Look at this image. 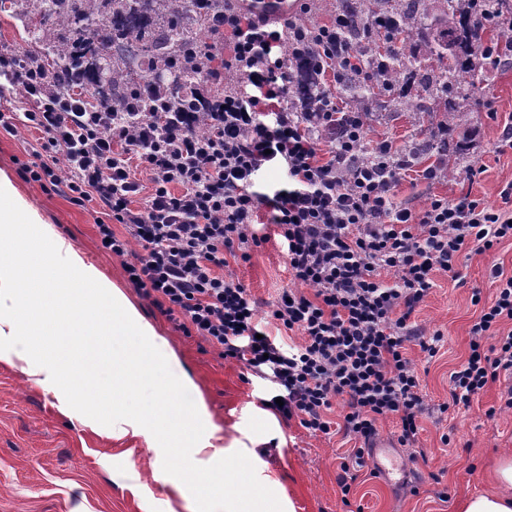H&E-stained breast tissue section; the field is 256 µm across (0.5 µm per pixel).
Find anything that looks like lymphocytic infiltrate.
Masks as SVG:
<instances>
[{
	"mask_svg": "<svg viewBox=\"0 0 512 512\" xmlns=\"http://www.w3.org/2000/svg\"><path fill=\"white\" fill-rule=\"evenodd\" d=\"M266 17L225 0L214 29L230 52L207 69L206 84H157L147 106L115 112L79 87L61 88L36 53L0 52V132L36 130L18 173L74 206L96 203L103 250L122 257L128 282L187 336H197L247 374L270 381L282 398L283 421L310 434L339 427L358 440L339 464L337 485L349 498L369 466L379 420L396 422L400 446L419 445L425 396L409 343L428 357L443 334L410 319L433 286L435 272H454L468 248L485 253L512 239V210L460 193L420 209L398 204L393 188L405 162L390 142L361 157L363 121L339 109L327 75L373 81L371 60L344 51V12L316 27ZM287 56L267 66L274 43ZM316 54L317 96L298 99L299 60ZM232 80L223 99L209 85ZM25 93L9 105L7 86ZM276 115L275 126L260 119ZM283 159L286 180L273 195L255 188L257 173ZM152 191L142 207L136 170ZM268 208L295 282L268 305L229 274L262 240L253 225ZM496 295L472 326L469 356L448 380L451 406H469L484 388L512 377V274L493 266ZM299 340H292V333ZM340 407L341 424L330 413Z\"/></svg>",
	"mask_w": 512,
	"mask_h": 512,
	"instance_id": "1",
	"label": "lymphocytic infiltrate"
}]
</instances>
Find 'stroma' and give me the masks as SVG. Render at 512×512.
Segmentation results:
<instances>
[{"label":"stroma","mask_w":512,"mask_h":512,"mask_svg":"<svg viewBox=\"0 0 512 512\" xmlns=\"http://www.w3.org/2000/svg\"><path fill=\"white\" fill-rule=\"evenodd\" d=\"M428 103L420 90L407 93L398 86L366 106L365 149L389 141L409 162L394 189L396 201L418 210L434 197L453 198L468 188L485 204L502 207L500 192L512 182V148L501 145L502 130L512 122V62L485 68L484 80L470 100L467 124L448 136L453 144L470 133L468 149L444 164L436 151L417 150L419 144L434 139L435 129L424 112ZM35 138V132L27 130L15 136L0 133V171L11 177L42 220L122 288L153 324L165 341V351L175 353L197 385L211 426L219 428L225 444L234 447L227 464L242 465L247 453H257L277 480L276 485L260 489L264 500L290 498L295 512H346L336 473L340 457L353 448V441L340 434L314 436L298 421L284 422L261 404V379H244L240 364L220 358L201 338L176 330L129 284L121 258L100 248L94 209L45 194L19 176L16 162ZM474 164L486 171L470 185L465 175ZM428 166L438 167L440 174L431 183L421 177ZM254 231L261 246L253 250L250 261L232 265L231 271L264 302L292 287L293 281L285 248L267 211H260ZM496 264L512 271V240L486 253L466 250L455 274H434L433 287L414 321L427 330L442 331V347L431 359L419 346L409 347L425 393L420 441L429 462L415 466L409 449L395 447L405 478L400 482L373 478L356 485L350 500L362 505L364 512H456L461 497L490 489L499 456L503 450L512 451V409L500 407L507 380L488 384L470 407L439 410L448 400L450 373L468 355L470 330L479 314L472 292L480 290L483 302L493 300L496 284L491 268ZM492 407L497 413L491 417L487 411ZM161 471L159 445L130 435L116 437L110 427L76 411L61 412L53 392L33 386L18 368L0 362V512H196L193 496H180L158 480ZM415 480L421 487L414 496L405 485Z\"/></svg>","instance_id":"35a3bbf8"}]
</instances>
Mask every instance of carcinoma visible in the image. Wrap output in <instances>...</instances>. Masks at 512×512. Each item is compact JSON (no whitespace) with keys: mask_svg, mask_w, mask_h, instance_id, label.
<instances>
[{"mask_svg":"<svg viewBox=\"0 0 512 512\" xmlns=\"http://www.w3.org/2000/svg\"><path fill=\"white\" fill-rule=\"evenodd\" d=\"M202 0H0V12L22 23L23 31L52 58L51 70L63 71L92 92L114 112L125 109L130 94L150 80L171 79L189 84L202 78L193 62L196 45L214 37L210 16ZM359 24L344 39L359 50L367 43V23L383 15L389 19L400 47L377 82L395 85L410 60L413 31L436 30L424 60L437 64L438 73L422 75L420 84L430 97L454 101L444 108L428 109L432 125L460 124L470 112V94L462 88L480 69L473 59L482 52L475 31L489 28L493 47L501 56L512 55V28L502 23L507 0H410L405 7L380 13L364 0H347ZM345 90L361 104L370 86L347 80Z\"/></svg>","mask_w":512,"mask_h":512,"instance_id":"1","label":"carcinoma"}]
</instances>
